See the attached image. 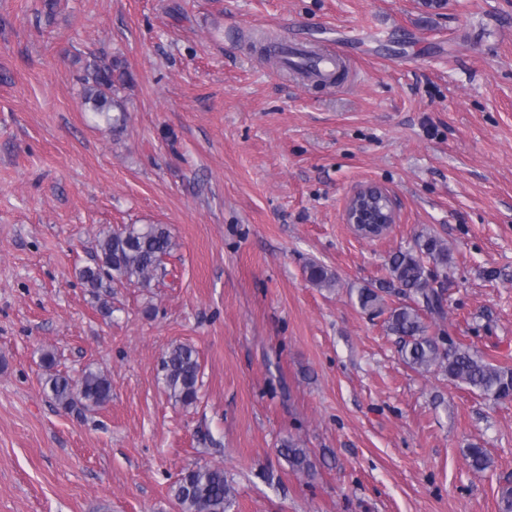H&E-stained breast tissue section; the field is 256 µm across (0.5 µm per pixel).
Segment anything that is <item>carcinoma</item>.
Here are the masks:
<instances>
[{"label": "carcinoma", "mask_w": 512, "mask_h": 512, "mask_svg": "<svg viewBox=\"0 0 512 512\" xmlns=\"http://www.w3.org/2000/svg\"><path fill=\"white\" fill-rule=\"evenodd\" d=\"M133 81L126 63L118 56L93 60L80 76L84 104L106 124L125 123V108L115 98L116 87ZM116 113L112 117L109 112ZM175 243L164 224H128L119 230L99 234L94 262L79 270V278L98 304L102 315L112 316V289L121 285L149 288L168 274L167 258ZM452 262L448 244L428 232H420L413 245L398 250L387 263L388 278L377 287L357 290V301L365 311L387 313L386 329L398 338L404 363L426 375L441 373L454 384L467 387L479 396L499 401L512 397V367L490 361L478 349L455 341L451 336L433 335L430 329L446 317L444 289L432 285V269H448ZM308 281L332 289L336 273L319 263L307 268ZM398 302L388 304L385 296ZM46 373L45 386L59 406L69 410H93L112 400V381L100 369H87L74 380L57 369L53 352L41 356ZM163 382L171 400L190 406L197 400L200 363L196 349L187 344L171 346L162 360ZM280 455L296 473L315 474L308 449L289 439ZM466 461L476 471L486 470L491 460L486 449L473 445ZM181 512H231L235 488L224 469L208 463L185 469L172 487Z\"/></svg>", "instance_id": "1"}]
</instances>
